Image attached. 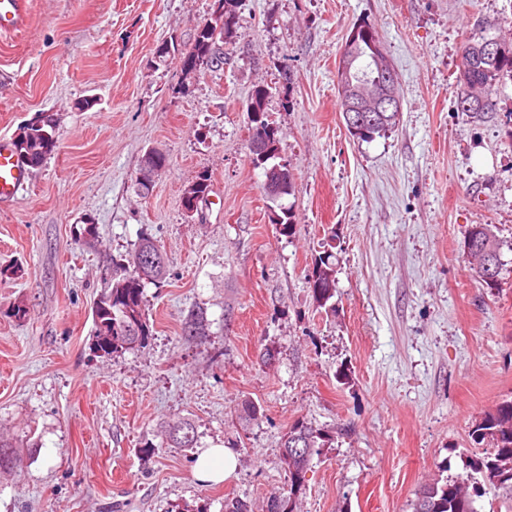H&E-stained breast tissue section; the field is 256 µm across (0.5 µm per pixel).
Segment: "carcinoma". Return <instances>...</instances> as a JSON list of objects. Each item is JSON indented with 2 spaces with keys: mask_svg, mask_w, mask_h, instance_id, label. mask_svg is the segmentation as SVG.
Listing matches in <instances>:
<instances>
[{
  "mask_svg": "<svg viewBox=\"0 0 512 512\" xmlns=\"http://www.w3.org/2000/svg\"><path fill=\"white\" fill-rule=\"evenodd\" d=\"M224 42L234 37L238 0H223ZM487 42L468 39L464 46L470 52L461 57L458 84L461 94L469 93L475 100L470 113L478 116L490 112L493 108L494 87L505 80L512 81V39L498 40L499 50L493 57L484 54L482 47ZM217 41L213 33L206 29H197L190 46L182 53V58L190 61L193 71L198 72L213 62ZM381 41L376 29L369 24H358L349 32L344 46L342 60L336 71L338 90L349 88L360 95L372 98L379 81L383 77L381 60L377 50ZM191 71V72H193ZM185 72V75H191ZM268 93L263 88L255 89L253 110L250 111L254 128H263L270 137V153L276 155L279 138L278 131L266 121V101ZM400 113L386 114V121L377 125L372 134L361 131H349L352 137L364 140L371 135L384 134L396 127ZM55 119L47 113H40L20 128L13 143L14 150L31 168L40 167L53 151L55 141L53 131ZM210 178L204 173L186 190L183 206L203 201L210 192ZM493 224H474L465 241V250L473 266L476 277L483 287H500L501 272L504 267L503 243L495 232ZM335 231L323 242L324 255L312 272L310 288L317 307L327 311H336L332 299L336 296V266L331 261L336 248ZM150 255L158 263L157 268L149 270L146 276L139 275L138 267L143 257ZM166 260L155 241L142 237L135 249L127 254L124 262L112 261V276L106 279V286L98 295L93 306V347L107 357H118L128 350L144 348L148 345L152 330L143 309L144 290L150 283H158L165 274ZM210 321L206 312L199 308L189 312L183 323L182 331L201 341L209 336ZM261 416V406L251 400L241 403L239 420L247 426ZM166 444L171 448H193L197 444L195 425L188 419H181L164 426ZM471 442L475 446L484 443L482 455L472 462L473 470L488 482L512 496V400H504L488 410L469 431ZM336 431L318 427L305 420L295 422L281 439V448L288 449L282 455V462L289 475L288 494H280L271 499L268 512H297L298 494L305 487V477L314 457L331 447ZM18 445L0 437V474L12 471L18 461ZM471 477L440 481L438 479L424 485L412 503V512H478L475 507L478 488H470Z\"/></svg>",
  "mask_w": 512,
  "mask_h": 512,
  "instance_id": "carcinoma-1",
  "label": "carcinoma"
}]
</instances>
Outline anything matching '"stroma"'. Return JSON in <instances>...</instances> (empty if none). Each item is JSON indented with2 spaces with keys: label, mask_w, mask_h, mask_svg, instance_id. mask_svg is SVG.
I'll return each mask as SVG.
<instances>
[{
  "label": "stroma",
  "mask_w": 512,
  "mask_h": 512,
  "mask_svg": "<svg viewBox=\"0 0 512 512\" xmlns=\"http://www.w3.org/2000/svg\"><path fill=\"white\" fill-rule=\"evenodd\" d=\"M26 4L24 27L0 37V137L46 112L55 147L0 206V435L22 444L0 512H224L228 498L265 512L288 490L280 442L302 419L339 434L312 460L298 512H411L421 486L469 473L472 424L512 398V252L489 290L464 247L475 224L512 240V84L477 117L455 107L457 75L466 39L512 37V0H240L223 62L191 77L179 51L212 0ZM360 23L400 94L399 125L366 141L347 132L336 86ZM258 86L294 174L288 234L250 151ZM153 150L167 166L143 196ZM204 173L211 191L190 221L182 197ZM86 220L97 246L75 237ZM331 231L326 316L309 281ZM143 236L167 257L144 292L153 335L112 359L93 348V301ZM196 308L202 344L182 334ZM245 398L263 415L244 430ZM181 418L197 446L162 447V425ZM205 448L234 452L224 483L193 478ZM209 327L210 321L206 316V312L203 309L198 308L197 310H192L186 316L182 331L186 336L195 337L202 342L203 340H206L207 336H209Z\"/></svg>",
  "instance_id": "obj_1"
}]
</instances>
